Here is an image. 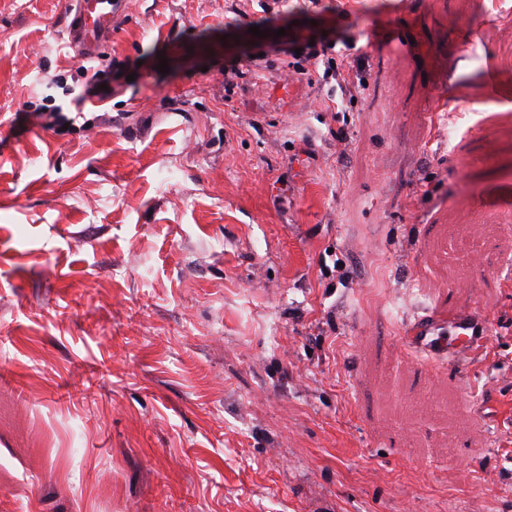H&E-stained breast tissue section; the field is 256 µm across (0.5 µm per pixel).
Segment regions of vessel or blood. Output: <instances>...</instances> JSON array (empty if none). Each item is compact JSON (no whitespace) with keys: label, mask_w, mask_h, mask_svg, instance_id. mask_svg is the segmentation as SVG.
<instances>
[{"label":"vessel or blood","mask_w":512,"mask_h":512,"mask_svg":"<svg viewBox=\"0 0 512 512\" xmlns=\"http://www.w3.org/2000/svg\"><path fill=\"white\" fill-rule=\"evenodd\" d=\"M112 0H80L77 17L68 28V41L79 47L82 57H93L112 27ZM448 325V360L457 362L465 354H475L487 342L489 323L479 310H458L448 317L431 314L413 327V338L424 340L440 323Z\"/></svg>","instance_id":"vessel-or-blood-1"}]
</instances>
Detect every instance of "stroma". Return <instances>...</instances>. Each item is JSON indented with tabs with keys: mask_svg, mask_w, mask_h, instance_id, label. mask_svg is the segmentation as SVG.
<instances>
[{
	"mask_svg": "<svg viewBox=\"0 0 512 512\" xmlns=\"http://www.w3.org/2000/svg\"><path fill=\"white\" fill-rule=\"evenodd\" d=\"M72 8L0 0V512H512V0ZM112 0H81L77 17L68 28L70 45L79 47L81 58L97 54L112 27ZM487 315L479 310H456L448 314V364L465 354H475L487 342Z\"/></svg>",
	"mask_w": 512,
	"mask_h": 512,
	"instance_id": "stroma-1",
	"label": "stroma"
}]
</instances>
